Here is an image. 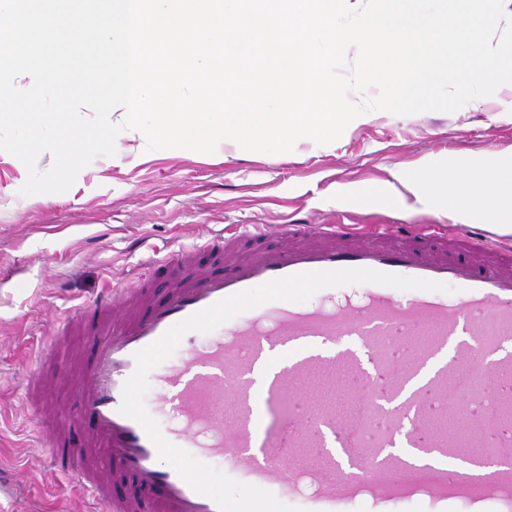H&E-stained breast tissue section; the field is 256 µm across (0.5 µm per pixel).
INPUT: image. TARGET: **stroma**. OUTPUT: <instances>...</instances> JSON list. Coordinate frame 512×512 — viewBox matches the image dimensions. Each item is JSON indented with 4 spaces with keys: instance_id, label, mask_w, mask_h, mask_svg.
<instances>
[{
    "instance_id": "stroma-1",
    "label": "stroma",
    "mask_w": 512,
    "mask_h": 512,
    "mask_svg": "<svg viewBox=\"0 0 512 512\" xmlns=\"http://www.w3.org/2000/svg\"><path fill=\"white\" fill-rule=\"evenodd\" d=\"M512 160V87L480 107L398 116L372 112L328 145L308 137L291 152L140 151L122 163L96 157L65 193L21 195L24 165L0 155V512H85L82 490L49 477L48 430L26 410L25 374L52 323L134 277L147 258L201 245L228 224H444L466 228L436 204L370 203L397 170L427 160Z\"/></svg>"
}]
</instances>
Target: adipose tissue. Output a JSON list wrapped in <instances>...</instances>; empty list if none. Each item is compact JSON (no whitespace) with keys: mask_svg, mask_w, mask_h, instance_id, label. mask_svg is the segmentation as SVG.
<instances>
[{"mask_svg":"<svg viewBox=\"0 0 512 512\" xmlns=\"http://www.w3.org/2000/svg\"><path fill=\"white\" fill-rule=\"evenodd\" d=\"M396 179L415 202L439 204L456 217L479 216L494 232L512 234V164L460 162L447 167L425 163L417 174H397Z\"/></svg>","mask_w":512,"mask_h":512,"instance_id":"1","label":"adipose tissue"}]
</instances>
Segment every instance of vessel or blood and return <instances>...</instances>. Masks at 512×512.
Masks as SVG:
<instances>
[{
	"instance_id": "obj_1",
	"label": "vessel or blood",
	"mask_w": 512,
	"mask_h": 512,
	"mask_svg": "<svg viewBox=\"0 0 512 512\" xmlns=\"http://www.w3.org/2000/svg\"><path fill=\"white\" fill-rule=\"evenodd\" d=\"M164 267V291L143 274L55 324L27 379V408L45 420L57 382L45 367L77 322L88 349L70 383L80 413L51 430L48 454L94 512H219L119 413L135 353L235 293L354 268L456 292L402 300L378 284L355 297L327 288L313 304L241 312L203 345L186 333L149 409L173 417L162 436L300 512H512V248L437 224H282L272 238L256 225L210 233ZM399 442L470 467H412L391 454ZM411 469L418 483L405 479Z\"/></svg>"
}]
</instances>
